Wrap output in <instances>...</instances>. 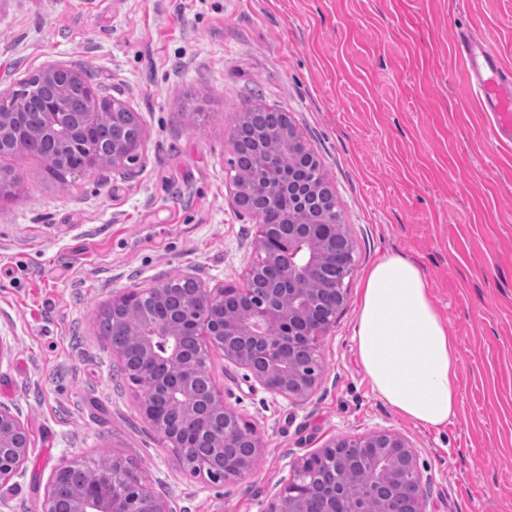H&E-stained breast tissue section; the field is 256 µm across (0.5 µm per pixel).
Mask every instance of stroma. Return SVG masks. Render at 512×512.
I'll list each match as a JSON object with an SVG mask.
<instances>
[{
  "mask_svg": "<svg viewBox=\"0 0 512 512\" xmlns=\"http://www.w3.org/2000/svg\"><path fill=\"white\" fill-rule=\"evenodd\" d=\"M465 29L512 66V0H0V91L60 62L146 135L136 162L65 186L41 157L0 156L20 179L0 200V405L30 448L13 512H41L63 461L113 455L173 512H265L296 459L384 430L417 449L426 512H512V146L484 134L454 54ZM254 106L288 112L317 155L353 266L304 405L210 350L214 384L261 444L221 485L163 447L98 321L112 294L173 274L245 287L257 224L228 161ZM387 252L420 265L456 340L462 405L440 431L397 415L356 359L362 283Z\"/></svg>",
  "mask_w": 512,
  "mask_h": 512,
  "instance_id": "stroma-1",
  "label": "stroma"
}]
</instances>
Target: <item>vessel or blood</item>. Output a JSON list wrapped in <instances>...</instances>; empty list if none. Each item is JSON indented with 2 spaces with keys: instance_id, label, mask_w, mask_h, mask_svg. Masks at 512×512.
<instances>
[{
  "instance_id": "obj_1",
  "label": "vessel or blood",
  "mask_w": 512,
  "mask_h": 512,
  "mask_svg": "<svg viewBox=\"0 0 512 512\" xmlns=\"http://www.w3.org/2000/svg\"><path fill=\"white\" fill-rule=\"evenodd\" d=\"M455 50L467 62V80L491 135L496 140L512 142V67L502 62L492 46L465 33L458 34Z\"/></svg>"
}]
</instances>
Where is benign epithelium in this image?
<instances>
[{
	"label": "benign epithelium",
	"mask_w": 512,
	"mask_h": 512,
	"mask_svg": "<svg viewBox=\"0 0 512 512\" xmlns=\"http://www.w3.org/2000/svg\"><path fill=\"white\" fill-rule=\"evenodd\" d=\"M47 83L63 85L75 79L66 66L50 63L39 71ZM61 97H46L39 108L52 124L62 116ZM103 112L75 130L77 139L88 141ZM144 133L130 137L116 134L102 162L114 167L126 164L129 150L142 145ZM303 146L306 168L313 177L293 179L288 171V189L296 199V213L321 206L332 190L323 177L314 151L293 125L279 132L274 153L285 154L292 146ZM256 172L233 182V200L256 220V248L261 262L288 261V282L275 283L258 294L246 307H233L236 295L245 288L203 287L195 277L182 276L191 286L188 300L205 317L184 326L177 312L165 308L162 288L119 292L105 305L112 312V335L128 338L140 358L139 377L146 380L150 394L139 401V411L158 433L164 447L171 449L194 475H205L214 483L239 479L254 465L260 453L255 429L224 405L216 387L204 395L199 382L211 379L207 348L216 347L224 359L249 372L248 378L267 391L295 403L304 402L317 385L319 362L317 342L335 323L346 302L344 278L351 270V240L341 224H307L283 217L280 224H267L262 212L245 203V193L265 196L272 188L260 182ZM316 287H311V284ZM133 313L136 324L124 314ZM284 327L276 336L270 330ZM25 433L19 417L0 406V510L9 507L2 489L24 471L29 445L17 446V434ZM359 462L364 480L350 477V467ZM80 467L69 461L59 466L50 481L42 512H172L169 503L155 496L141 470L120 459H106L94 466L96 480L72 488L67 500L57 488ZM422 473L418 452L408 438L395 432H378L338 439L319 453L299 458L293 474L270 501L266 512H308L314 498L317 512H424L420 495Z\"/></svg>",
	"instance_id": "1"
}]
</instances>
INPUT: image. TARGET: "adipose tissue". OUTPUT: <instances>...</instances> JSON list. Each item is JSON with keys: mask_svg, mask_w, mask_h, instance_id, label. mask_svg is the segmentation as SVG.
I'll use <instances>...</instances> for the list:
<instances>
[{"mask_svg": "<svg viewBox=\"0 0 512 512\" xmlns=\"http://www.w3.org/2000/svg\"><path fill=\"white\" fill-rule=\"evenodd\" d=\"M354 336L374 391L397 414L428 428L456 416L458 353L415 261L389 253L374 263L362 284Z\"/></svg>", "mask_w": 512, "mask_h": 512, "instance_id": "1", "label": "adipose tissue"}]
</instances>
